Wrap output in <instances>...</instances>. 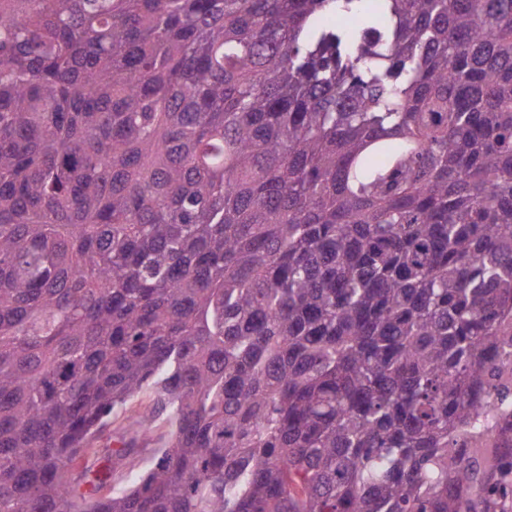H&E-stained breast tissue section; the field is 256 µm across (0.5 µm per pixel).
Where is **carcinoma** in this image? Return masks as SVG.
I'll list each match as a JSON object with an SVG mask.
<instances>
[{
    "instance_id": "carcinoma-1",
    "label": "carcinoma",
    "mask_w": 512,
    "mask_h": 512,
    "mask_svg": "<svg viewBox=\"0 0 512 512\" xmlns=\"http://www.w3.org/2000/svg\"><path fill=\"white\" fill-rule=\"evenodd\" d=\"M364 2L0 0V512H512V0Z\"/></svg>"
}]
</instances>
